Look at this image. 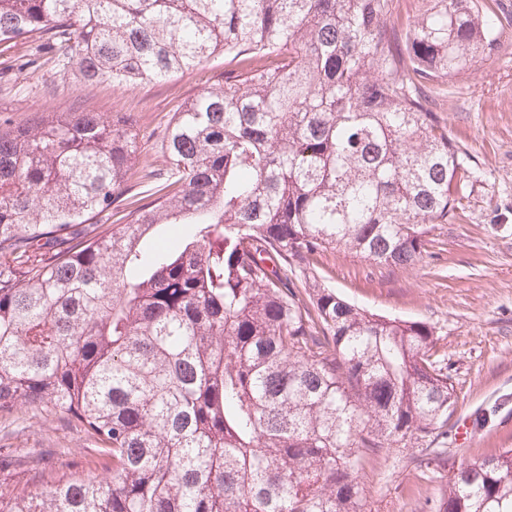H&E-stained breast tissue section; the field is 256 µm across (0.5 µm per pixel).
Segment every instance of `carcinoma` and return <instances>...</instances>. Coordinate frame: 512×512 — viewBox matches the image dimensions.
Wrapping results in <instances>:
<instances>
[{"mask_svg": "<svg viewBox=\"0 0 512 512\" xmlns=\"http://www.w3.org/2000/svg\"><path fill=\"white\" fill-rule=\"evenodd\" d=\"M0 0V45L135 85L215 56L224 81L168 128L172 176L98 231L137 173L131 112L0 122V416H63L112 476L0 512H366L370 454L448 432L425 322L318 280L343 250L424 260L467 154L429 107L498 45L481 0ZM436 512H512V448L460 463ZM428 0H394L393 13L390 18L391 26L403 30L423 12Z\"/></svg>", "mask_w": 512, "mask_h": 512, "instance_id": "carcinoma-1", "label": "carcinoma"}]
</instances>
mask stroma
Returning a JSON list of instances; mask_svg holds the SVG:
<instances>
[{
	"label": "stroma",
	"instance_id": "stroma-1",
	"mask_svg": "<svg viewBox=\"0 0 512 512\" xmlns=\"http://www.w3.org/2000/svg\"><path fill=\"white\" fill-rule=\"evenodd\" d=\"M502 34L495 52L454 80L447 98L432 102L451 138L471 158L472 177L454 216L429 234L420 263L372 267L354 254L330 250L319 260L327 286L369 312L419 320L434 329V356L447 365L457 395L448 433L435 448L445 465L426 468L424 445L367 456L360 471L369 512H431L448 484L450 465L512 448V0H484ZM32 47L0 51V118L21 121L37 112H66L81 103L98 112H132L144 135L139 168L167 176L164 136L175 112L224 76V60L161 82L135 86L81 80L49 53L29 65ZM94 440L60 416L20 407L0 418V497L17 480L38 475L54 483L84 467L107 476L111 463Z\"/></svg>",
	"mask_w": 512,
	"mask_h": 512
}]
</instances>
